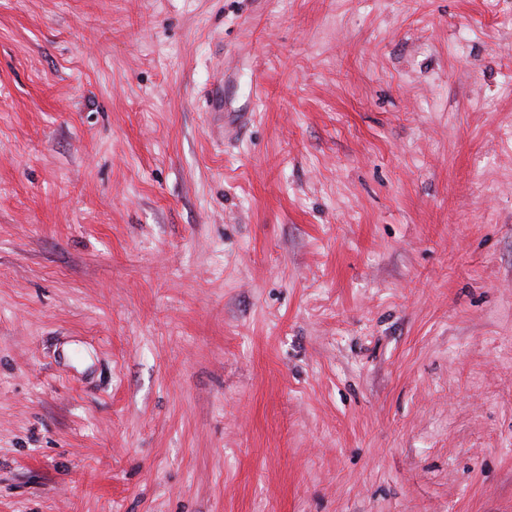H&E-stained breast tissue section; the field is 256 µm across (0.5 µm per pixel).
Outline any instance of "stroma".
<instances>
[{
	"label": "stroma",
	"mask_w": 512,
	"mask_h": 512,
	"mask_svg": "<svg viewBox=\"0 0 512 512\" xmlns=\"http://www.w3.org/2000/svg\"><path fill=\"white\" fill-rule=\"evenodd\" d=\"M0 512H512V0H0Z\"/></svg>",
	"instance_id": "obj_1"
}]
</instances>
